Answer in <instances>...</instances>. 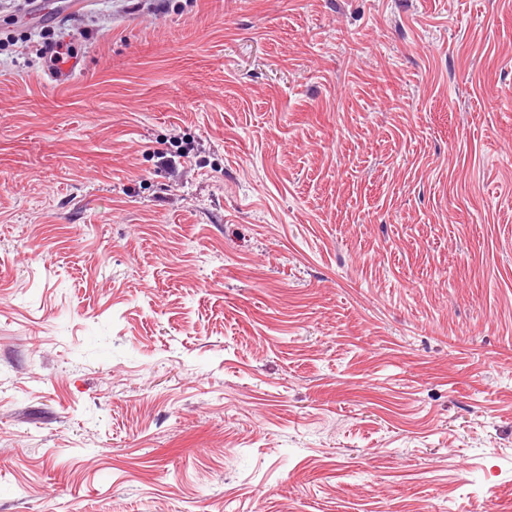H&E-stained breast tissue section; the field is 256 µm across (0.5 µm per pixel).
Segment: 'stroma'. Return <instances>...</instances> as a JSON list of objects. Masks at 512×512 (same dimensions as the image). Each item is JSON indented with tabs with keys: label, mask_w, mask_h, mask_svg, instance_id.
<instances>
[{
	"label": "stroma",
	"mask_w": 512,
	"mask_h": 512,
	"mask_svg": "<svg viewBox=\"0 0 512 512\" xmlns=\"http://www.w3.org/2000/svg\"><path fill=\"white\" fill-rule=\"evenodd\" d=\"M44 2L0 5V512H512V0Z\"/></svg>",
	"instance_id": "1"
}]
</instances>
